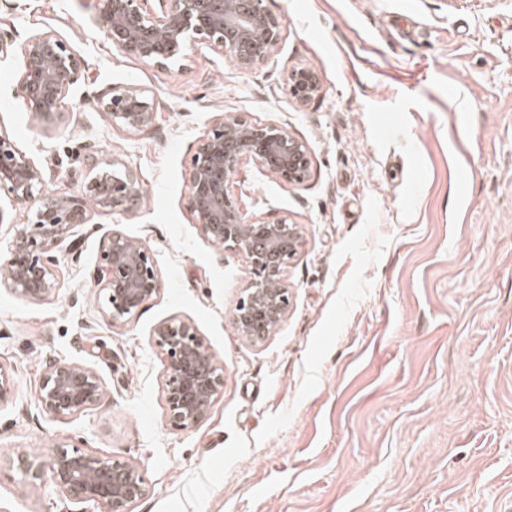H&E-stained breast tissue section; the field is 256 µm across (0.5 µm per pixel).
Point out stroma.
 Returning a JSON list of instances; mask_svg holds the SVG:
<instances>
[{
    "mask_svg": "<svg viewBox=\"0 0 512 512\" xmlns=\"http://www.w3.org/2000/svg\"><path fill=\"white\" fill-rule=\"evenodd\" d=\"M286 22L251 71L209 48L164 71L125 56L98 0H0V36L21 49L55 29L84 62L53 122L26 112L15 58L0 61V132L74 193L89 155L136 177L126 211L88 212L54 249L60 287L41 301L0 281V512H74L50 474L10 460L59 446L145 468L131 512H512V0H264ZM321 80L308 106L284 75ZM133 85L156 118L113 129L93 94ZM280 124L309 149L297 186L243 161L229 189L250 218L289 216L303 245L283 277L285 322L264 344L230 311L245 260L208 243L187 203L189 160L219 113ZM152 249L160 290L111 325L92 277L103 233ZM191 319L224 367L192 431L174 429L151 332ZM94 370L93 409L55 418L34 396L49 359Z\"/></svg>",
    "mask_w": 512,
    "mask_h": 512,
    "instance_id": "obj_1",
    "label": "stroma"
}]
</instances>
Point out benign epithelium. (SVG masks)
I'll list each match as a JSON object with an SVG mask.
<instances>
[{"label":"benign epithelium","mask_w":512,"mask_h":512,"mask_svg":"<svg viewBox=\"0 0 512 512\" xmlns=\"http://www.w3.org/2000/svg\"><path fill=\"white\" fill-rule=\"evenodd\" d=\"M100 18L113 46L125 55L161 70H170L199 46L222 53L242 70L265 63L279 48L284 18L263 0H158L159 9L143 8L148 0H99ZM83 60L56 32L30 36L21 48L18 91L26 109L42 121L61 112ZM285 84L301 106L318 98V75L303 67L288 69ZM94 107L112 128L136 134L155 119L146 91L113 85L93 96ZM290 187L308 177V148L277 124H258L238 114L215 116L200 140L188 170V208L200 234L224 251L245 258L250 277L230 312L238 335L257 345L285 321L290 294L285 267L303 244L301 227L288 216L275 221L248 219L229 193V177L244 159ZM91 177L69 195L47 190L46 167L19 151L0 133V193L27 207L26 221L15 227L0 261L9 269V285L25 299L43 300L56 293L59 278L52 249L74 225L87 221L89 205L121 212L132 198L136 179L123 162L101 157L88 166ZM118 230L106 231L93 279L104 316L116 325L129 323L159 291L151 248ZM154 346L164 355V406L170 425L194 430L224 388V369L205 347L195 324L171 318L157 325ZM105 390L92 369L53 359L46 365L35 395V407L53 417L94 408ZM16 461L31 478L50 472L59 490L82 505L80 512H126L150 489L137 464L62 447L46 461L20 454Z\"/></svg>","instance_id":"1"}]
</instances>
